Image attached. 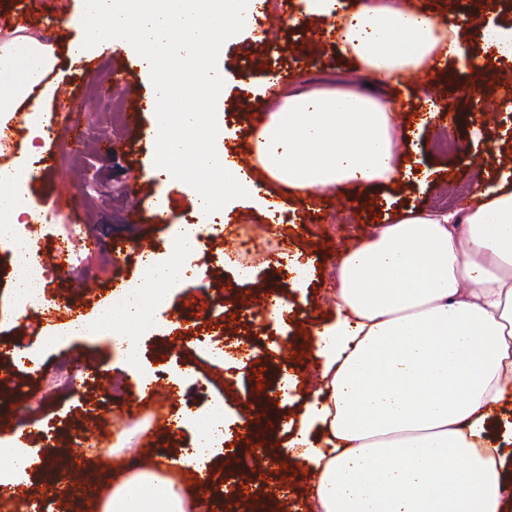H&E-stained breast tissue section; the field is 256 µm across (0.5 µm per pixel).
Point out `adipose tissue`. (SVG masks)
Wrapping results in <instances>:
<instances>
[{
    "label": "adipose tissue",
    "mask_w": 512,
    "mask_h": 512,
    "mask_svg": "<svg viewBox=\"0 0 512 512\" xmlns=\"http://www.w3.org/2000/svg\"><path fill=\"white\" fill-rule=\"evenodd\" d=\"M320 37L367 75L368 84L265 87L279 107L252 138V162H234L223 145L224 44L256 29L265 0H83L81 33L68 53L79 59L102 39L135 50L150 77L152 122L146 138L157 174L196 193L202 221L250 201L272 223L282 206L258 194L253 170L309 195L344 186L375 188L409 179L399 162L406 135L389 86L470 64L469 20L445 19L405 0H362L351 10L334 0H303ZM53 45L18 26L0 32V130L18 110L34 129L49 123L44 75ZM42 170L22 152L0 169V224L21 223ZM198 224L175 225L164 253H145L140 274L101 304L44 333L107 337L113 352L142 375L140 335L185 278L180 257L199 252ZM332 321L316 325L323 370L287 443L310 465L308 512H504L512 498V180L479 184L472 203L454 211L409 209L378 225L336 266ZM178 428L196 431L177 463L205 473L224 445V404L178 411ZM37 456L23 431L0 436V497L23 504ZM165 469L134 470L114 484L98 512H205Z\"/></svg>",
    "instance_id": "ef3b65f1"
}]
</instances>
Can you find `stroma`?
Wrapping results in <instances>:
<instances>
[{"label":"stroma","mask_w":512,"mask_h":512,"mask_svg":"<svg viewBox=\"0 0 512 512\" xmlns=\"http://www.w3.org/2000/svg\"><path fill=\"white\" fill-rule=\"evenodd\" d=\"M299 0H268L263 17L268 38L255 40L244 30L224 46V144L240 152L250 142V112L265 107L261 93L266 71H276L283 85L330 84L363 81L351 63L342 60L329 43L313 39L303 29L288 25L289 14L298 13ZM78 34L70 28L57 32L54 45L62 51L58 67L49 79L57 86L75 89L87 102L79 114L85 131L73 139L66 128H57L54 144L36 140V155L45 161L43 179L31 190V217L45 230L33 244L42 253L54 248L67 225L66 211H54L56 199L65 197L83 217V230L96 234L99 251H75L69 268L49 267L46 296L52 304L69 305L75 316L92 318L95 308L108 300L115 286L134 279L142 252H164L172 227L154 223L149 200L164 193L179 220H199L193 190L180 179L160 181L153 170L152 149L136 137L127 121L149 96L152 83L142 73L134 53L98 45L92 56L66 57L67 44ZM469 49L478 70H454L442 98L445 110L435 122L444 137L417 132L401 146L403 161L421 160L432 169L428 183L416 181L371 192L350 188L324 191L311 199L294 193L283 196L284 221L275 225L265 214L239 205L228 224L204 234L198 265L208 268L203 280H188L174 291L167 309L156 316L155 331L142 335L147 371H164L174 386L164 399L165 411L186 408L204 410L213 400L227 402L228 448L213 460L211 488L206 494L211 512H299L313 478L309 467L288 456L269 459L263 450L247 443L238 417L252 408L269 431L272 443H285L284 425L299 421L315 381L320 361L308 336L312 325L330 318L334 271L340 253L365 241L373 232V214L394 216L397 209L456 210L466 206L479 180L494 182L512 171V103L505 101L503 74H512V62L484 54L478 34H471ZM133 74L134 87L109 86L108 70ZM436 76L391 87L402 106L407 129L410 117L422 101L434 95ZM454 140V151L445 143ZM263 242L260 253L247 256L250 279H240L235 268L221 263L224 254H236L244 235ZM124 247L121 261H114V246ZM298 250L312 262L310 279L294 287L292 275L280 263L282 250ZM17 266L15 254L0 243V432L24 430L27 442L40 457V471L33 479L39 490L36 512H94L122 471L99 468L89 471L81 463L78 447L96 446L111 453L119 433L130 429L127 410L140 393L139 384L116 357L107 340L76 337L42 353L37 367L11 359L16 349L33 347L47 327L68 323L65 315L50 314L40 307L13 313L11 279ZM83 279L97 287L87 296L73 288ZM279 292L293 310L282 330L260 328L243 309V302L257 303L267 291ZM212 335L238 342L240 352L251 343L259 349L247 367L229 371L208 359L197 338ZM296 374L300 385L284 389L285 375ZM255 457L253 471L241 469V459ZM70 486L68 495L55 491L56 480Z\"/></svg>","instance_id":"35a3bbf8"}]
</instances>
